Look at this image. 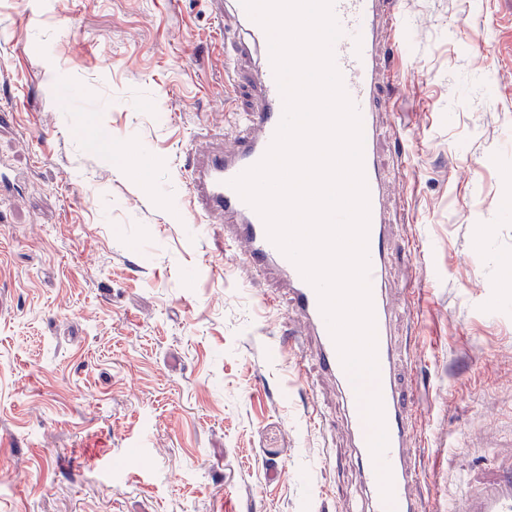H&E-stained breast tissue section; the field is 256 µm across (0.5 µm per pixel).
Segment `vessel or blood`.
Returning <instances> with one entry per match:
<instances>
[{"label": "vessel or blood", "mask_w": 512, "mask_h": 512, "mask_svg": "<svg viewBox=\"0 0 512 512\" xmlns=\"http://www.w3.org/2000/svg\"><path fill=\"white\" fill-rule=\"evenodd\" d=\"M211 3L216 21L231 17L246 33L226 64V84L236 87L239 67L252 56L257 59L256 78L251 84L253 102L243 114L236 148L225 151L224 139L217 134L207 146L192 144L186 149L189 217L196 224L223 225L229 245L241 264L255 275L275 277L283 285L284 297L267 295L263 302L274 308L279 300H286L313 341L310 354H299L296 372H303L307 360L311 359L337 385L346 406L351 445L357 450L368 512H425L424 498L415 491L421 480V468L410 449L409 413L416 405V392L400 373L406 356L391 336V312L384 288L392 246L386 198L393 182L378 162L377 142L381 117L388 110L380 89L391 75L385 38L395 34L398 28L396 0H333L332 6L342 30L333 46L334 62L343 87L359 112L363 133V172L369 198L368 280L378 363V377L371 386L380 393L388 437L387 447L378 461L369 447L371 427L364 417V403L342 365L316 290L269 240L261 216L232 185L236 177L266 154L282 121L284 102L271 63L266 31L250 17L240 0H211ZM380 463L391 474L393 499L389 502L381 493L376 471ZM460 512H512V453L471 478Z\"/></svg>", "instance_id": "vessel-or-blood-1"}]
</instances>
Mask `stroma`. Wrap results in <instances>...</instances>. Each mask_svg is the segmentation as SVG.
Instances as JSON below:
<instances>
[{"mask_svg":"<svg viewBox=\"0 0 512 512\" xmlns=\"http://www.w3.org/2000/svg\"><path fill=\"white\" fill-rule=\"evenodd\" d=\"M497 0H404L382 92L392 331L418 369L429 512L512 444V77ZM208 0H0V512H334L364 487L332 383L276 338L221 225L181 209L183 152L250 73ZM411 155L399 171L396 149ZM322 408L320 436L310 413ZM276 463V480L266 478Z\"/></svg>","mask_w":512,"mask_h":512,"instance_id":"stroma-1","label":"stroma"}]
</instances>
